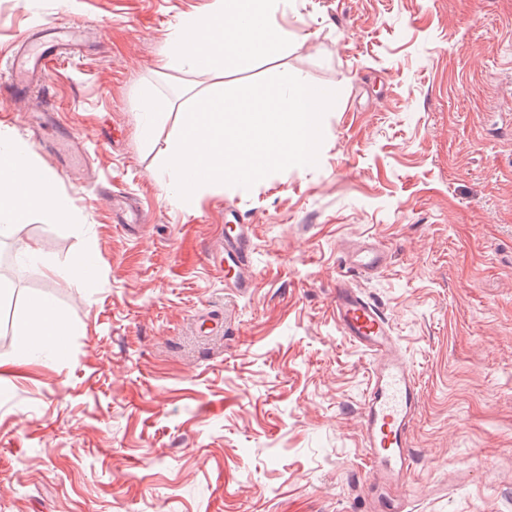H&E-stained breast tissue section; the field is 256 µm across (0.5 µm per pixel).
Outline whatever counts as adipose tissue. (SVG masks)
<instances>
[{
	"label": "adipose tissue",
	"instance_id": "adipose-tissue-1",
	"mask_svg": "<svg viewBox=\"0 0 512 512\" xmlns=\"http://www.w3.org/2000/svg\"><path fill=\"white\" fill-rule=\"evenodd\" d=\"M279 0H211L207 11L190 16L167 35V49L160 54L158 71L180 63L189 70L210 74L218 59H225L237 71L250 69L259 60L288 49L287 30L276 14ZM0 237L14 236L22 220L35 211L67 220L69 199L54 182L42 176L40 167L19 144L0 137ZM25 336L37 337L38 353L49 354L62 342L66 323L47 301L36 305L29 320L22 322Z\"/></svg>",
	"mask_w": 512,
	"mask_h": 512
}]
</instances>
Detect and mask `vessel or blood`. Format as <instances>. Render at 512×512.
Returning a JSON list of instances; mask_svg holds the SVG:
<instances>
[{
  "mask_svg": "<svg viewBox=\"0 0 512 512\" xmlns=\"http://www.w3.org/2000/svg\"><path fill=\"white\" fill-rule=\"evenodd\" d=\"M78 34L77 27L55 21L26 32L8 60L5 89L10 97L23 102L39 92ZM111 197L118 204L116 221L122 229H139L137 205L116 191ZM251 249V225L228 224L212 255L213 265L224 274L225 287L243 296L251 294L256 281ZM343 253L349 269L360 275L383 269L388 260L387 251L369 239L346 244ZM331 308L341 336L371 358L360 413L370 512H409L397 488L406 481L413 458L410 433L421 402L416 373L386 314L348 279H337Z\"/></svg>",
  "mask_w": 512,
  "mask_h": 512,
  "instance_id": "1",
  "label": "vessel or blood"
}]
</instances>
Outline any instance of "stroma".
Segmentation results:
<instances>
[{"mask_svg": "<svg viewBox=\"0 0 512 512\" xmlns=\"http://www.w3.org/2000/svg\"><path fill=\"white\" fill-rule=\"evenodd\" d=\"M209 2L0 0V69L34 27L96 30L29 102L0 96V134L71 202L66 222L19 227L44 261L0 300L15 325L50 300L67 326L51 357L17 328L0 343V512H369L370 359L330 309L343 243L367 237L390 264L352 280L421 383L413 512H512V0H282L287 52L220 79L157 73L168 32ZM285 71L337 94L316 164L170 202L164 162L190 104ZM45 107L83 140L71 163L90 159L95 184L57 170L70 152L46 147ZM102 186L139 200L140 235L113 224ZM235 217L255 233L244 297L208 259ZM159 90L154 84H146L142 87L137 102L138 112L144 113L139 124L140 137L145 142L155 139L156 124L152 118L155 106L159 100Z\"/></svg>", "mask_w": 512, "mask_h": 512, "instance_id": "stroma-1", "label": "stroma"}]
</instances>
